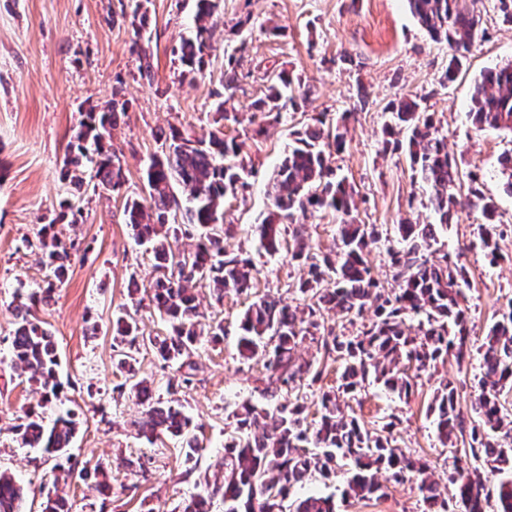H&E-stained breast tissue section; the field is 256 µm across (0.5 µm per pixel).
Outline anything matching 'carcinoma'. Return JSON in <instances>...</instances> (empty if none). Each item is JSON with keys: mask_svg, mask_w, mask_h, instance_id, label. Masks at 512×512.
Instances as JSON below:
<instances>
[{"mask_svg": "<svg viewBox=\"0 0 512 512\" xmlns=\"http://www.w3.org/2000/svg\"><path fill=\"white\" fill-rule=\"evenodd\" d=\"M481 0H407L418 24L435 41H446L453 50L444 81H454L465 53L481 37L478 4ZM221 0H197L196 31L179 46L181 75L195 77L206 65L210 46L209 19L219 10ZM139 72L151 76L153 52L148 45L136 51ZM292 75L281 72L270 78L263 97L253 103L264 120L281 118L283 100L296 103ZM127 105L118 100L99 111L84 113L67 146L62 178L76 190L84 185V174L91 170L94 187L116 192L125 182L122 159L111 148L112 130ZM397 124L410 129L406 141L394 138V127H385V146L403 150L421 182L430 189L434 224H398L399 247L388 249L394 286L381 288L371 275L366 260L369 243L378 240L373 224L350 219L353 207L351 187L346 180H333L331 158L345 148L343 133L324 129L323 120L297 132L288 154L267 182L272 210L257 227L259 243L269 254L279 252L285 238L283 224L300 211L331 210L342 216L337 225L335 256L318 255L298 229L293 231L291 258L308 266V278L298 286L304 304L300 310L279 306L274 300L259 299L244 312L239 356L261 361L265 369L262 395L273 408L241 404L234 412L235 427L224 442V475L214 483L212 493H222L224 512H336L329 496L310 495L288 502L292 488L318 475L329 479L341 462L348 461L353 473L346 494L365 499L382 486L376 473L385 469L395 481L410 472L421 476L418 490L428 512H448V500L440 499L430 465L415 459L409 451L394 444L388 436L394 423L368 429L346 414L342 402L355 397L367 384L381 383L398 397H407L414 379L453 356L462 360L470 355V333L463 302L468 284L460 256L431 251L438 233L448 228L455 206L450 188L458 176V164L448 155L444 138L438 135L430 116L419 111L413 100L401 99L389 106ZM218 118L208 138L199 139L186 130L172 127L163 135L162 153L150 159L146 168L148 199L129 198L125 202V223L133 230L138 244L152 253L159 275L144 289L154 307L171 326V333L145 338L131 317L116 319L115 336L118 367L134 372L132 357L124 346L138 343L152 347L165 362L190 357L200 334L196 328L198 293L203 288L219 302L224 294H244L250 290L256 269L247 258L224 257V236L233 225L225 222L224 199L246 192L252 170L240 156L243 144L224 135L222 121L228 113L217 107ZM469 117L479 128L512 130V62L485 69L471 92ZM178 182L187 191V205L181 206L171 192ZM474 206L484 223L479 225L480 242L491 264L503 259L497 245L496 205L474 187ZM52 221L40 228L36 239L25 246L41 253L47 286L30 293L16 305V325L11 337L12 358L40 394L39 408L58 397L56 345L46 323L37 319L34 309L52 300L54 288L65 282L74 242H67L55 231L58 224H76L81 208L66 199ZM194 224L201 230L192 250L173 248L182 227ZM336 310L349 324L373 310L374 319L353 336L338 335L326 329L321 311ZM422 317L417 331L405 325L409 315ZM310 341L321 358L304 359L298 348ZM341 362L340 391H324L318 417L304 415V388L322 377L324 361ZM146 406L141 424L150 443L170 434L183 440L184 461L194 462L200 450L198 437L191 433L190 421L182 410L153 400L151 388L142 381L132 385ZM512 304L489 328L482 346L479 392L465 419L457 410L458 387L448 381L434 396L429 407L440 444L455 445L468 437L470 452L454 450L448 469L452 498L465 512H512ZM77 422L71 413L57 417L48 427L42 413L28 409L15 432L23 446L42 448L59 456H69ZM500 475L488 487L477 462ZM23 490L0 473V512H23ZM210 495L198 494L186 500L183 512H209Z\"/></svg>", "mask_w": 512, "mask_h": 512, "instance_id": "carcinoma-1", "label": "carcinoma"}]
</instances>
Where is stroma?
Listing matches in <instances>:
<instances>
[{
  "mask_svg": "<svg viewBox=\"0 0 512 512\" xmlns=\"http://www.w3.org/2000/svg\"><path fill=\"white\" fill-rule=\"evenodd\" d=\"M132 0H0V471L13 475L24 490V512H43L47 499L68 498L71 512H182L192 495L203 493L224 459V440L237 402L260 401V368L240 359V320L252 296H269L296 307L303 300L294 289L306 270L287 251L260 249L256 226L269 203L264 184L280 162L294 133L320 119L327 124L350 113L344 151L334 156L336 176L355 190L352 215L357 223L376 225L379 240L368 256L379 285L392 284L387 250L397 245L403 219L432 222L428 189L412 171L404 152L382 147L392 99L417 101L431 114L455 155L462 178L454 188L458 204L447 230L438 235V252L461 254L468 270L470 338L475 353L463 362L448 359L418 379L409 399L373 383L350 406L366 426L397 415L394 436L399 446L429 460L440 487H447L443 461L449 451L438 441L427 414L440 382H458V407L471 416L481 375L477 351L502 307L512 298V193L505 189L499 159L512 151V132L477 130L468 116L472 85L488 67L512 61V24L505 23L494 0H481L483 36L466 58L456 79L444 83L452 56L447 43L432 40L412 16L406 0H224L211 22L213 51L194 82L181 77L177 49L194 34L196 0H144L150 25L135 33ZM241 33H233L235 24ZM280 27L272 35V27ZM148 40L154 55L153 75L141 77L132 51L135 38ZM237 89L224 95L227 58L239 42ZM289 72L307 92L297 109L283 110L279 121L255 134L251 103L261 97L271 76ZM128 110L112 132V145L124 162L126 182L120 193L85 186L78 224L60 225L63 239L73 240L68 280L56 287L50 305L37 309L55 338L62 389L43 411L45 424L60 414L76 415L77 433L70 450L74 469L102 464L111 494L98 492L94 480L57 486L60 457L20 444L13 427L37 405L40 395L11 364L16 295L44 284L37 250L26 248L42 225L55 217L71 188L59 170L85 111L112 97ZM230 115L224 132L243 142V155L254 168L244 195L225 202V219L235 224L225 238L227 255L251 258L258 274L252 296L227 295L215 304L202 293L201 327L224 324V340L198 343L192 368L169 364L146 346L132 350L137 379L147 380L155 399L181 408L198 426L201 449L193 469H186L178 438L155 443L140 438L136 423L143 405L131 391L132 379L117 366L112 323L134 314L147 336L166 335L169 327L149 302L135 303L132 284H148L154 261L135 243L124 222L126 198L147 194L146 167L161 154V133L170 127L207 137L218 104ZM484 196L497 204L498 244L503 262L486 260L478 239L483 218L471 205L470 175ZM317 254L336 247L340 215L330 210L294 217ZM349 468L330 480L313 478L296 496H333L337 512H427L416 478L396 482L380 473L383 494L366 499L343 495Z\"/></svg>",
  "mask_w": 512,
  "mask_h": 512,
  "instance_id": "1",
  "label": "stroma"
}]
</instances>
